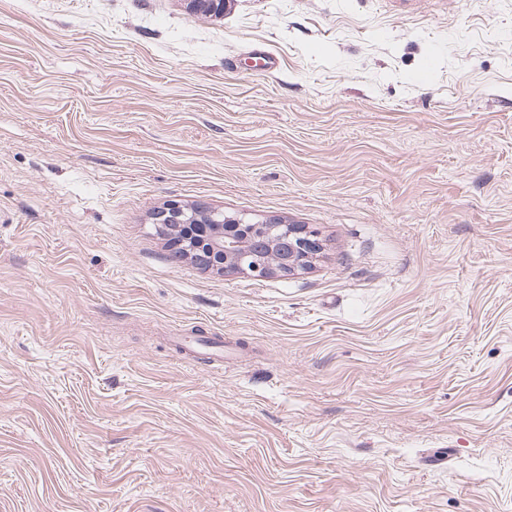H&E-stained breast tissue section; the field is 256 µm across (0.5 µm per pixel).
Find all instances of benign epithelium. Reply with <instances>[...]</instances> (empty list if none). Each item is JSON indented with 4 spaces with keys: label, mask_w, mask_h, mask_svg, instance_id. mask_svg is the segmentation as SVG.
Returning <instances> with one entry per match:
<instances>
[{
    "label": "benign epithelium",
    "mask_w": 512,
    "mask_h": 512,
    "mask_svg": "<svg viewBox=\"0 0 512 512\" xmlns=\"http://www.w3.org/2000/svg\"><path fill=\"white\" fill-rule=\"evenodd\" d=\"M152 223L170 237L177 254L222 276H292L308 270L324 247L316 231L300 224L266 217L248 227L244 219L206 205L171 202L153 213Z\"/></svg>",
    "instance_id": "1"
}]
</instances>
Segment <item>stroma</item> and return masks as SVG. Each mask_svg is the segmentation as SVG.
Segmentation results:
<instances>
[{"label":"stroma","instance_id":"1","mask_svg":"<svg viewBox=\"0 0 512 512\" xmlns=\"http://www.w3.org/2000/svg\"><path fill=\"white\" fill-rule=\"evenodd\" d=\"M0 512H512V0H0ZM152 222L178 255L222 276H292L308 270L324 247L316 231L300 224L276 217L246 222L206 205L171 202L153 213ZM246 224L253 226L247 230ZM258 228L262 232L254 234Z\"/></svg>","mask_w":512,"mask_h":512}]
</instances>
